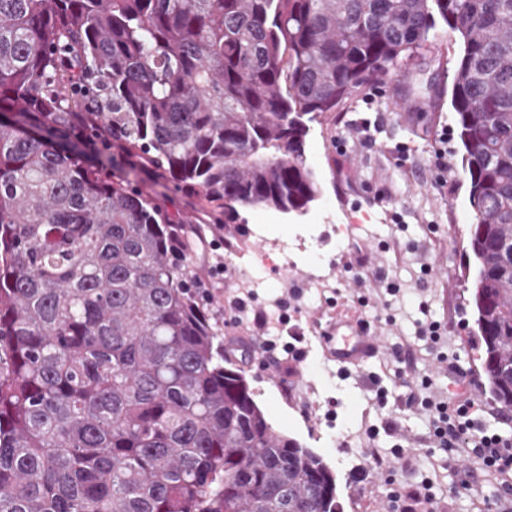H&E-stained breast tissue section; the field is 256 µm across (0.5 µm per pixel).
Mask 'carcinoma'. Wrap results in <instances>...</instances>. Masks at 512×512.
<instances>
[{
  "mask_svg": "<svg viewBox=\"0 0 512 512\" xmlns=\"http://www.w3.org/2000/svg\"><path fill=\"white\" fill-rule=\"evenodd\" d=\"M442 19L476 324L512 412V0H0V512H341L224 360L176 228L112 151L214 204L305 212L309 123Z\"/></svg>",
  "mask_w": 512,
  "mask_h": 512,
  "instance_id": "obj_1",
  "label": "carcinoma"
}]
</instances>
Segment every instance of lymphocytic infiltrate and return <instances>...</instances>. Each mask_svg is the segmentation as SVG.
I'll return each mask as SVG.
<instances>
[{
	"instance_id": "lymphocytic-infiltrate-1",
	"label": "lymphocytic infiltrate",
	"mask_w": 512,
	"mask_h": 512,
	"mask_svg": "<svg viewBox=\"0 0 512 512\" xmlns=\"http://www.w3.org/2000/svg\"><path fill=\"white\" fill-rule=\"evenodd\" d=\"M240 318L246 319L259 347L267 354L268 365L279 368L282 354L301 356L302 349L288 343L282 353L273 350L274 341L268 335V317L264 309L252 305L247 296L236 301ZM417 337L429 341L439 362L448 366V378L454 391L443 393L436 390L431 376L417 374L414 369L413 348L404 342L394 349L399 365L400 395L381 388L376 392L379 405L398 400L401 406L424 414L429 423V441L448 458L466 453L483 468L512 471V440L492 431L487 425L488 409L472 393L457 392V385L465 383L468 372L463 369L456 353L448 346V326L442 321L429 319L419 323Z\"/></svg>"
}]
</instances>
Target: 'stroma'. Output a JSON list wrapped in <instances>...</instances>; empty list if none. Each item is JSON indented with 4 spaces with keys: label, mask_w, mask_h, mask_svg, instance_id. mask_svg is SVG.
Masks as SVG:
<instances>
[{
    "label": "stroma",
    "mask_w": 512,
    "mask_h": 512,
    "mask_svg": "<svg viewBox=\"0 0 512 512\" xmlns=\"http://www.w3.org/2000/svg\"><path fill=\"white\" fill-rule=\"evenodd\" d=\"M459 45L437 23L434 38L400 70L360 87L337 111L319 117L311 125L306 155L321 185V194L302 215L265 208L245 209L240 220L211 223V206L197 191L176 186L153 172L124 169L122 176L165 213L185 228L204 227L206 240L231 243L224 255V275L212 279L214 256L193 257L213 326L221 336H232L241 326L232 319L227 304L238 289V258L266 248L268 241L303 235L314 237L315 248L298 253L288 274L268 272L269 291L281 296L302 288L301 311L292 315L280 333L288 343L292 333L304 336L303 358H287L278 371L266 369L261 353L243 354L225 348L226 359L244 369L256 401L275 431L299 440L321 454L336 474L337 494L343 512H392L390 499L399 489H413L423 479L433 483L438 512H477L496 502L501 478L481 473L474 490L463 493L466 461L446 464L439 449L428 447V422L417 411L400 407L375 409L376 385L395 388L392 350L405 341L417 349V371L432 375L439 389L448 387V368L438 364L427 341L416 336L420 303H427L434 319L448 325L460 364L473 372L472 391L492 402L482 367L484 344L476 324L473 282L477 261L469 246L474 212L469 202L468 180L461 165L451 107L453 59ZM421 102L420 110L401 114L399 97ZM373 143H365V135ZM407 145L399 153L398 145ZM447 149L448 168L435 164L438 149ZM404 215V227L390 215ZM389 251H382V244ZM335 262L336 286L328 297L308 287L306 273L314 262ZM432 268L422 275V265ZM385 269L401 293L385 302L372 280L356 281L362 267ZM370 297L369 307L359 308L358 296ZM362 315L376 328L382 350L366 364L341 371L328 359L321 331L336 318ZM398 420L399 431L386 429ZM379 427V434L364 439L355 449L331 447L319 442L318 431L342 438L352 431ZM401 444L412 450L404 467L368 476L371 451L389 453Z\"/></svg>",
    "instance_id": "35a3bbf8"
}]
</instances>
